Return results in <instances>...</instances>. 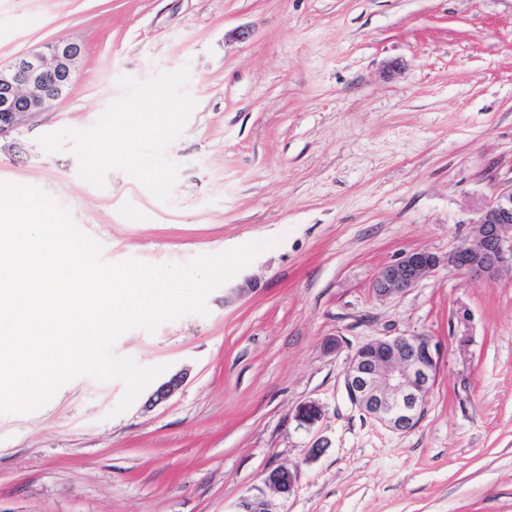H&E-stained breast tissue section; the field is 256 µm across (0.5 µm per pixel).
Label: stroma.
Here are the masks:
<instances>
[{"instance_id": "stroma-1", "label": "stroma", "mask_w": 512, "mask_h": 512, "mask_svg": "<svg viewBox=\"0 0 512 512\" xmlns=\"http://www.w3.org/2000/svg\"><path fill=\"white\" fill-rule=\"evenodd\" d=\"M58 38L83 49L71 91L0 142V182L68 207L109 263L271 246L207 295L208 315L117 341L184 374L165 402L144 392L116 416L123 383L81 375L0 413V512H512V273L442 263L372 290L403 253L468 243L512 179V0H0V62ZM183 67L196 107L165 150L168 201L119 170L96 188L71 145L43 147L93 127L121 76ZM403 332L444 348L406 433L344 388L360 345ZM305 401L317 427L294 419ZM280 467L297 473L285 499L265 485Z\"/></svg>"}]
</instances>
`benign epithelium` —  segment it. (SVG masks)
Wrapping results in <instances>:
<instances>
[{
	"label": "benign epithelium",
	"instance_id": "obj_1",
	"mask_svg": "<svg viewBox=\"0 0 512 512\" xmlns=\"http://www.w3.org/2000/svg\"><path fill=\"white\" fill-rule=\"evenodd\" d=\"M82 59V47L70 39L45 43L0 63V140H6L54 103L64 98ZM473 242L448 251L449 268L473 277L497 278L512 271V180L498 187L493 199L470 228ZM440 260L429 250L402 254L382 267L372 288L379 297L399 294L437 269ZM443 358V346L428 335L400 333L359 346L344 374V387L367 418L396 432H408L423 419ZM178 374L161 383L151 399L161 403L182 385ZM323 415L316 402L300 404L294 414L308 429ZM267 487L290 494L296 474L279 468L268 474Z\"/></svg>",
	"mask_w": 512,
	"mask_h": 512
}]
</instances>
